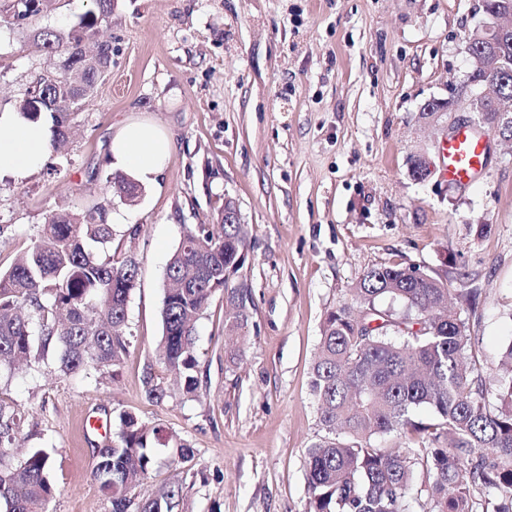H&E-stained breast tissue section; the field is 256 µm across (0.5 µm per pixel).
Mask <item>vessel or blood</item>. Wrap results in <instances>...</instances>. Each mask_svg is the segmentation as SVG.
<instances>
[{
    "mask_svg": "<svg viewBox=\"0 0 512 512\" xmlns=\"http://www.w3.org/2000/svg\"><path fill=\"white\" fill-rule=\"evenodd\" d=\"M438 158L445 179L460 186L472 184L486 167L485 138L469 127H457L441 142Z\"/></svg>",
    "mask_w": 512,
    "mask_h": 512,
    "instance_id": "b4317fda",
    "label": "vessel or blood"
}]
</instances>
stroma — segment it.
Segmentation results:
<instances>
[{"instance_id":"35a3bbf8","label":"stroma","mask_w":512,"mask_h":512,"mask_svg":"<svg viewBox=\"0 0 512 512\" xmlns=\"http://www.w3.org/2000/svg\"><path fill=\"white\" fill-rule=\"evenodd\" d=\"M91 7L51 0L24 26L0 12V113L58 71L35 32H68ZM484 19L482 0H114L100 29L112 62L67 147L0 177V270L52 213L96 207L113 251L138 263L113 375L63 374L52 348L0 380V403L22 416V450L50 456L48 512H112L93 476L105 434L89 422L122 412L159 434L138 497L176 486L179 512H306V453L321 433L311 364L327 312L371 268L446 280L481 370L512 343V140L487 131L489 165L465 188L408 173L410 156L443 138L420 108L465 79L463 38ZM129 121L173 141L156 185L131 202L106 183L112 137ZM228 197L247 232L254 305L232 343L214 293L196 324L190 397L158 353L166 268L186 228L218 223ZM148 373L162 401L146 398Z\"/></svg>"}]
</instances>
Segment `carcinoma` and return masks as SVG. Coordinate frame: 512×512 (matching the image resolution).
Segmentation results:
<instances>
[{
	"label": "carcinoma",
	"instance_id": "obj_1",
	"mask_svg": "<svg viewBox=\"0 0 512 512\" xmlns=\"http://www.w3.org/2000/svg\"><path fill=\"white\" fill-rule=\"evenodd\" d=\"M42 0H11L4 11L17 22L41 12ZM112 15V0H93L80 21L89 39ZM36 46L63 56V73L46 78L63 93L65 82L82 75L94 84L99 69L82 55L74 33L42 31ZM504 70L494 110L512 120V38L501 47ZM51 113L49 148L61 150L71 130L76 103L61 98ZM114 188L132 201L139 185L118 176ZM112 225L105 210L50 216L37 240L12 268L0 272V373H13L33 350H61L65 374L105 373L127 351V305L136 287L137 262L130 253L106 251ZM247 256L242 224H199L186 229L166 270L161 318V356L183 390L198 389L194 354L196 323L213 294L237 309L229 331L248 324L254 305L251 284L238 276ZM448 282L411 268L375 267L354 288V304L329 311L324 319L311 387L324 435L307 452L308 512H410L407 499L423 467L431 512H512V342L502 351L492 385L497 405L489 406L487 377L476 367L468 326L448 317ZM400 303L395 316L381 306ZM145 395H166L148 374ZM427 408L428 424L412 413ZM17 414L0 404V506L5 512H45L54 494L49 456L42 449L22 460L9 458L19 429ZM118 443L97 451L94 477L112 500V512H174L180 492L163 489L141 500L131 494L148 478L157 430L130 413L115 420ZM428 434L429 446L377 448V434ZM488 452L483 453L481 449Z\"/></svg>",
	"mask_w": 512,
	"mask_h": 512
}]
</instances>
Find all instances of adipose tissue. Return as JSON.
I'll return each instance as SVG.
<instances>
[{"mask_svg":"<svg viewBox=\"0 0 512 512\" xmlns=\"http://www.w3.org/2000/svg\"><path fill=\"white\" fill-rule=\"evenodd\" d=\"M48 151V134L40 122L17 114H0V173H24L37 167ZM172 151L167 134L144 121H130L114 134L111 155L114 164L135 181L156 184Z\"/></svg>","mask_w":512,"mask_h":512,"instance_id":"1","label":"adipose tissue"}]
</instances>
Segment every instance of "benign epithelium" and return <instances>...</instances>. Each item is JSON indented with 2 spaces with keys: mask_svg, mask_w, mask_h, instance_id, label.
Masks as SVG:
<instances>
[{
  "mask_svg": "<svg viewBox=\"0 0 512 512\" xmlns=\"http://www.w3.org/2000/svg\"><path fill=\"white\" fill-rule=\"evenodd\" d=\"M512 34V24L503 25L500 18L492 13L488 14V21L468 32L464 38L465 49L477 69L485 71V85L474 86L471 79H466L451 89V96L446 100H430L424 104L421 112L425 116L421 122L434 127L449 135L457 124H466L480 129L487 126L505 138L503 127L498 122L487 119L488 104L495 100L491 84L500 71V52L496 49L498 41ZM60 107L54 93L46 86H37L28 93L25 100V110L39 112L43 109L55 112ZM413 158L421 161L420 167L413 174L415 180H425L436 171L433 152L421 148L413 154Z\"/></svg>",
  "mask_w": 512,
  "mask_h": 512,
  "instance_id": "obj_1",
  "label": "benign epithelium"
}]
</instances>
